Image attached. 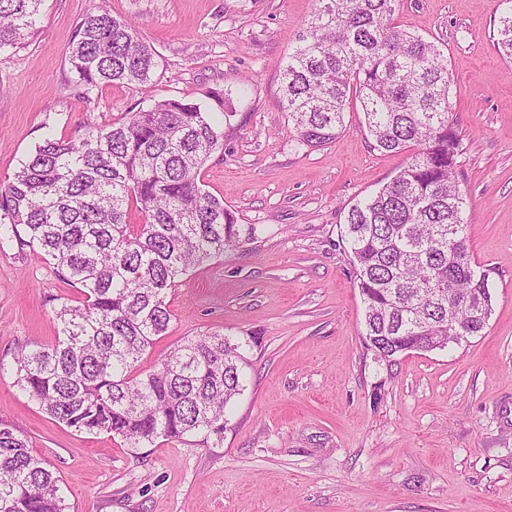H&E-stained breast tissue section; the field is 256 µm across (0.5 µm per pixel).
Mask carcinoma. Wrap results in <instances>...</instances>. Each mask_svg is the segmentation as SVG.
<instances>
[{"mask_svg":"<svg viewBox=\"0 0 512 512\" xmlns=\"http://www.w3.org/2000/svg\"><path fill=\"white\" fill-rule=\"evenodd\" d=\"M43 0H0V50L27 44ZM399 0H318L280 78V102L299 149L332 143L356 101L371 147L409 153L395 178L347 213L336 247L351 253L364 300L362 342L390 361L482 333L492 293L468 247L459 188L462 138L448 65L432 41L394 19ZM512 60V8L497 21ZM84 95L144 84L158 55L132 23L99 7L68 47ZM225 127L188 96L127 113L76 138H47L0 189V240L40 250L82 298L54 309L57 336L13 357L15 383L76 432L145 448L160 438L224 439L241 391V346L220 333L184 338L142 376L141 355L166 335L179 279L255 238L224 200L204 190L206 161ZM141 223H131V215ZM462 331L448 336L453 301ZM61 479L24 436L0 423V512H69Z\"/></svg>","mask_w":512,"mask_h":512,"instance_id":"obj_1","label":"carcinoma"}]
</instances>
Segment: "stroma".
<instances>
[{
  "label": "stroma",
  "instance_id": "1",
  "mask_svg": "<svg viewBox=\"0 0 512 512\" xmlns=\"http://www.w3.org/2000/svg\"><path fill=\"white\" fill-rule=\"evenodd\" d=\"M160 57L152 81L82 98L68 60L76 24L100 4ZM314 0H45L37 34L0 51V185L44 138H70L154 102L228 94L233 130L200 180L251 243L183 276L153 370L183 337L239 341L248 366L222 442L75 432L15 386L12 357L52 342L53 309L78 301L39 251L0 243V422L62 479L70 512H512V62L496 49L499 0H400L403 28L439 44L463 137L469 249L493 312L480 335L386 362L360 333L350 254L336 249L359 199L407 154L371 148L362 115L299 150L279 103L281 69Z\"/></svg>",
  "mask_w": 512,
  "mask_h": 512
}]
</instances>
